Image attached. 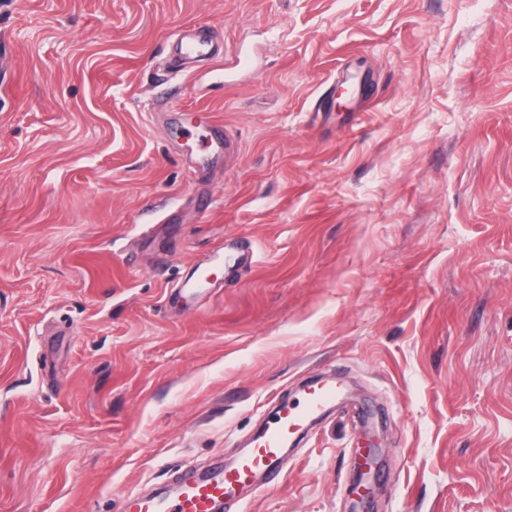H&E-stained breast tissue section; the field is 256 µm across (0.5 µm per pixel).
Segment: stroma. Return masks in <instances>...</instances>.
Listing matches in <instances>:
<instances>
[{"instance_id":"stroma-1","label":"stroma","mask_w":512,"mask_h":512,"mask_svg":"<svg viewBox=\"0 0 512 512\" xmlns=\"http://www.w3.org/2000/svg\"><path fill=\"white\" fill-rule=\"evenodd\" d=\"M320 374L237 512H346L368 425L375 512H512V0H0V512H121ZM201 28H181L174 35L175 58L179 65L193 63L205 54L209 42L201 33Z\"/></svg>"}]
</instances>
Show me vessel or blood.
<instances>
[{"mask_svg":"<svg viewBox=\"0 0 512 512\" xmlns=\"http://www.w3.org/2000/svg\"><path fill=\"white\" fill-rule=\"evenodd\" d=\"M179 65L193 63L209 47L196 28H182L174 35ZM340 395L332 381H317L306 387L293 404L278 406L255 436L250 451L235 464L217 466L199 477L185 479L175 496L127 494L122 512H213L218 503L234 502L242 488L258 479L275 483L281 473V457L290 442Z\"/></svg>","mask_w":512,"mask_h":512,"instance_id":"vessel-or-blood-1","label":"vessel or blood"}]
</instances>
